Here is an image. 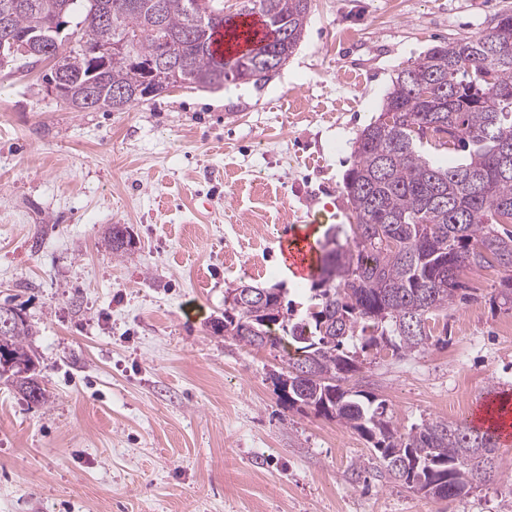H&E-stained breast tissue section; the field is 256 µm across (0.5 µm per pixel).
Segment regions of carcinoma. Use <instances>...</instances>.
I'll use <instances>...</instances> for the list:
<instances>
[{
    "mask_svg": "<svg viewBox=\"0 0 512 512\" xmlns=\"http://www.w3.org/2000/svg\"><path fill=\"white\" fill-rule=\"evenodd\" d=\"M193 0H0V57L27 66L10 40L39 32L44 46L79 36V48L62 51L68 81L56 98L85 110V85H100L94 109L111 111L112 91L136 82L132 62L161 49L150 35L160 26L187 60L186 84L220 88L239 81L240 69L275 47L292 54L303 37L311 0H246L242 15L271 14L279 25L261 38L238 31L224 16V0H209L197 16ZM66 22L72 29L61 28ZM244 39L246 48L219 54V30ZM140 33L106 69L95 47L106 38ZM460 153L443 166L427 153ZM356 162L344 178L354 219L346 243L322 246L307 318L267 289L264 308L249 300L224 310V335L252 348L295 346L287 370L275 375L283 403L311 408L357 430L373 443L388 476L431 500L469 494L481 475L496 468L497 442L486 429L429 418L401 432L383 403L350 385L358 370L349 347L386 348L401 357L422 352L433 338L429 321L455 301L469 298L467 271L501 267L510 272L489 297L512 306V12L475 40L431 48L392 81L377 119L359 134ZM19 317L0 355L32 403L45 399L35 377L28 338ZM292 379L294 383L287 384Z\"/></svg>",
    "mask_w": 512,
    "mask_h": 512,
    "instance_id": "1",
    "label": "carcinoma"
}]
</instances>
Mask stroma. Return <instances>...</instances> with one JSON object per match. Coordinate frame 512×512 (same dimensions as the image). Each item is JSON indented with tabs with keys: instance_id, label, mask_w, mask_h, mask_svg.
<instances>
[{
	"instance_id": "35a3bbf8",
	"label": "stroma",
	"mask_w": 512,
	"mask_h": 512,
	"mask_svg": "<svg viewBox=\"0 0 512 512\" xmlns=\"http://www.w3.org/2000/svg\"><path fill=\"white\" fill-rule=\"evenodd\" d=\"M512 0H311L304 38L265 85L175 87L123 112L60 105L40 62L0 68V305L21 310L46 390L0 379V512H507L512 442L464 497L428 500L379 469L358 432L281 401L282 349L213 325L227 292L311 282L281 241L352 219L343 178L397 73L471 40ZM127 227L113 256L108 228ZM468 272L445 342L360 350L353 383L403 430L512 390V310Z\"/></svg>"
}]
</instances>
